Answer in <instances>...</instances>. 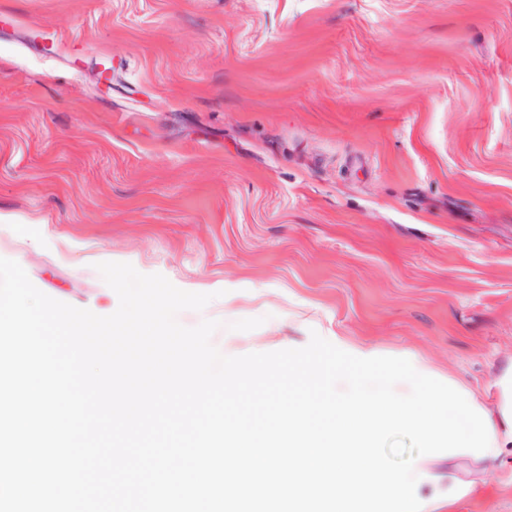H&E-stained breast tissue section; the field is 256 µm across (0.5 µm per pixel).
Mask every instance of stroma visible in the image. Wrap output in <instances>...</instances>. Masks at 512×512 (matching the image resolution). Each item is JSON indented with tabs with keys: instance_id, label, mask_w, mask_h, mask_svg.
Here are the masks:
<instances>
[{
	"instance_id": "stroma-1",
	"label": "stroma",
	"mask_w": 512,
	"mask_h": 512,
	"mask_svg": "<svg viewBox=\"0 0 512 512\" xmlns=\"http://www.w3.org/2000/svg\"><path fill=\"white\" fill-rule=\"evenodd\" d=\"M0 257L211 295L230 356L512 368V0H0ZM422 512H512V447L414 462Z\"/></svg>"
}]
</instances>
